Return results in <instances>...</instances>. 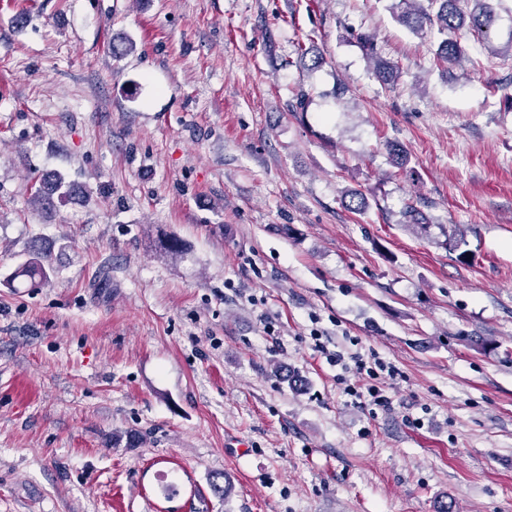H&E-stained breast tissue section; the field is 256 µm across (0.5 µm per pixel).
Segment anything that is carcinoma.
Instances as JSON below:
<instances>
[{
    "label": "carcinoma",
    "mask_w": 512,
    "mask_h": 512,
    "mask_svg": "<svg viewBox=\"0 0 512 512\" xmlns=\"http://www.w3.org/2000/svg\"><path fill=\"white\" fill-rule=\"evenodd\" d=\"M474 2L476 8L467 13L461 8L462 2ZM396 18L412 31L419 33L425 28H437L443 39L436 50L437 61L457 64L465 57L462 46L464 32L488 35L495 22V11L491 0H398L393 6ZM379 77L390 86L397 84L401 69L397 64L386 63L377 67ZM69 193L68 185L58 175H47L36 189L34 204L41 210H51L55 201L63 200ZM52 268L45 264L38 249L28 252L26 260L17 266L3 282L12 287L23 285H47L51 283Z\"/></svg>",
    "instance_id": "carcinoma-1"
}]
</instances>
